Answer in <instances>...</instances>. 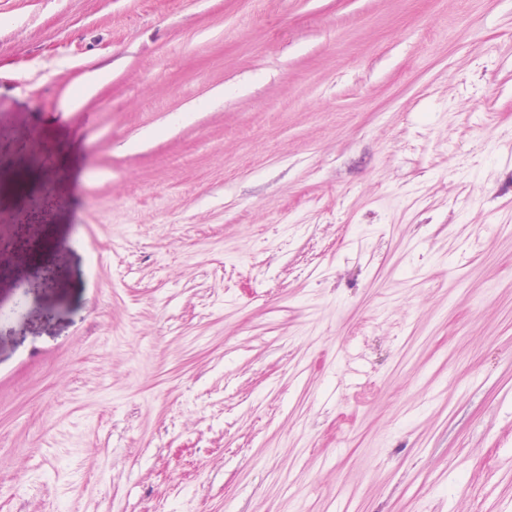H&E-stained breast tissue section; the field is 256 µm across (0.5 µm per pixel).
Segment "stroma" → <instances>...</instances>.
Instances as JSON below:
<instances>
[{
    "mask_svg": "<svg viewBox=\"0 0 512 512\" xmlns=\"http://www.w3.org/2000/svg\"><path fill=\"white\" fill-rule=\"evenodd\" d=\"M55 505L512 512V0H0V512Z\"/></svg>",
    "mask_w": 512,
    "mask_h": 512,
    "instance_id": "35a3bbf8",
    "label": "stroma"
}]
</instances>
